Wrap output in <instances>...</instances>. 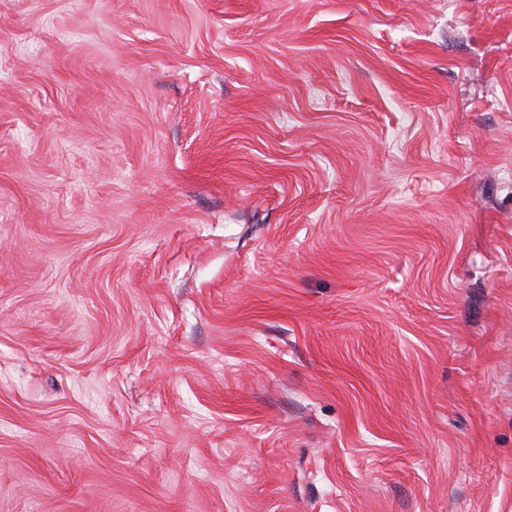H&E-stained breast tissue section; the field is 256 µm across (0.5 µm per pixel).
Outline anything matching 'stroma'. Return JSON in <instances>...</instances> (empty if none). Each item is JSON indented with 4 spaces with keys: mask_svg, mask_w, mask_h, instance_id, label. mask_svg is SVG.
Masks as SVG:
<instances>
[{
    "mask_svg": "<svg viewBox=\"0 0 512 512\" xmlns=\"http://www.w3.org/2000/svg\"><path fill=\"white\" fill-rule=\"evenodd\" d=\"M0 512H512V0H0Z\"/></svg>",
    "mask_w": 512,
    "mask_h": 512,
    "instance_id": "obj_1",
    "label": "stroma"
}]
</instances>
